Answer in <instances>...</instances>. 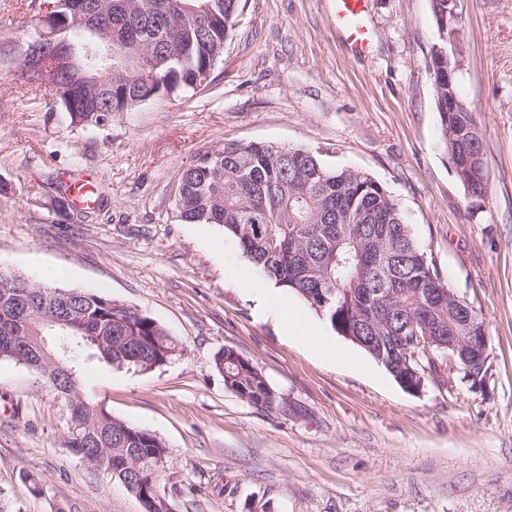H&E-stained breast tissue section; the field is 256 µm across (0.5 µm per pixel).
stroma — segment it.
Listing matches in <instances>:
<instances>
[{"label": "stroma", "instance_id": "35a3bbf8", "mask_svg": "<svg viewBox=\"0 0 512 512\" xmlns=\"http://www.w3.org/2000/svg\"><path fill=\"white\" fill-rule=\"evenodd\" d=\"M335 0H244L209 86L76 127L27 86L20 48L33 0H0V271L139 309L179 342L140 371L92 365L85 392L167 450L158 490L173 512H512V0H459L449 46L478 114L489 193L474 200L439 136L426 61L430 0H366V51ZM318 148L397 200L445 284L480 308L483 384L444 370L421 392L331 327L333 360L287 337L224 269L253 265L215 224H183L173 185L229 142ZM97 201L63 210L74 182ZM232 349L278 393L254 406L215 365ZM67 408L35 370L0 358V512H143L121 483L65 446Z\"/></svg>", "mask_w": 512, "mask_h": 512}]
</instances>
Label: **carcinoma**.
<instances>
[{"instance_id": "cac0c4a2", "label": "carcinoma", "mask_w": 512, "mask_h": 512, "mask_svg": "<svg viewBox=\"0 0 512 512\" xmlns=\"http://www.w3.org/2000/svg\"><path fill=\"white\" fill-rule=\"evenodd\" d=\"M242 0H51L58 25L51 53L74 49L96 83L62 65L22 62L26 78L52 87V106L75 126L105 125L124 112L176 98L210 82L239 24ZM439 34L427 66L447 157L472 195L488 192L483 143L474 112L448 111V85L437 67L448 57ZM125 61L107 71L110 56ZM174 210L185 224H217L277 287L291 291L340 336H361L373 359L402 354L426 362L418 337L438 341L454 324L479 336L481 311L450 296L427 252L414 240L398 203L369 174L333 169L320 151L265 142L216 145L179 174ZM179 344L157 321L110 297L35 284L0 272V358L40 372L69 411L65 444L112 480L155 497L168 465L153 433L112 416L85 398L82 371L94 364L149 370ZM224 384L251 404L271 408L279 396L256 367L215 358Z\"/></svg>"}]
</instances>
